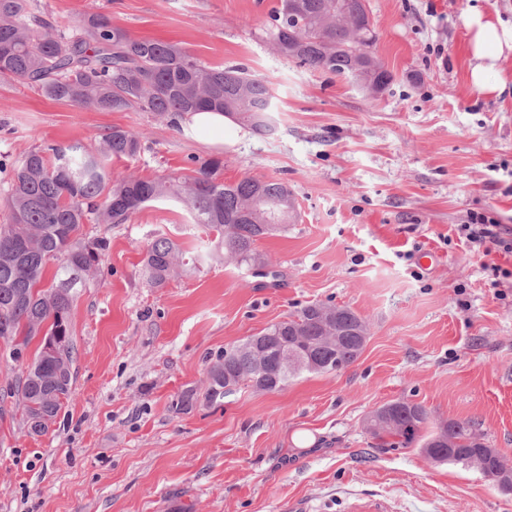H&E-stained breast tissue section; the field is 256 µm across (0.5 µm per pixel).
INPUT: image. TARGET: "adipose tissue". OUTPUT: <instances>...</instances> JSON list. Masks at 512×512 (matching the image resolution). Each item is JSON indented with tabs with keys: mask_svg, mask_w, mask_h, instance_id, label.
<instances>
[{
	"mask_svg": "<svg viewBox=\"0 0 512 512\" xmlns=\"http://www.w3.org/2000/svg\"><path fill=\"white\" fill-rule=\"evenodd\" d=\"M472 66L470 82L486 95L503 93L508 81L501 64L512 56V20L481 9L471 10L465 18ZM229 121L220 112H190L180 125L186 136L215 148L224 146V126Z\"/></svg>",
	"mask_w": 512,
	"mask_h": 512,
	"instance_id": "obj_1",
	"label": "adipose tissue"
}]
</instances>
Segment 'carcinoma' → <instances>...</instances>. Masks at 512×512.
<instances>
[{"mask_svg":"<svg viewBox=\"0 0 512 512\" xmlns=\"http://www.w3.org/2000/svg\"><path fill=\"white\" fill-rule=\"evenodd\" d=\"M264 34L307 68L351 78L360 74L382 92L393 81L375 59L376 33L366 0H280ZM0 76L31 85L52 101L99 112H150L174 127L182 114L207 110L241 120L262 135L277 127L265 79L244 67L207 66L178 43L135 37L101 12L85 13L79 28L70 30L35 11L31 0H0ZM141 149L139 134L115 126L97 153L44 141L17 160H0L11 213V222L0 225V339L12 361L25 363L6 396L8 411L20 413L31 435L46 434L73 395L74 288L96 274L110 247L104 236L78 237L81 225L125 224L159 199L185 204L197 223L217 233L218 245L186 259L172 238L153 240L143 273L160 288L179 268L189 272L221 259L249 270L264 267L257 242L297 217L295 198L284 183L250 176L226 184L220 179L223 163L215 158L183 178L112 179L107 161L132 159ZM52 264L53 284L43 289ZM363 332L366 321L350 308L310 302L225 350L209 367L205 398L218 402L241 384L274 392L304 372L342 371L360 356ZM36 338L38 348L28 360ZM48 339L55 348L46 347ZM284 353L303 359L286 375L277 370ZM8 411L0 408L1 415ZM428 420L422 405L400 398L371 411L365 425L391 450L418 443L437 464L486 462L488 482L512 492L501 482L503 456L471 422L450 420L424 435Z\"/></svg>","mask_w":512,"mask_h":512,"instance_id":"carcinoma-1","label":"carcinoma"}]
</instances>
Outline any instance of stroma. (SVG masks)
<instances>
[{
  "mask_svg": "<svg viewBox=\"0 0 512 512\" xmlns=\"http://www.w3.org/2000/svg\"><path fill=\"white\" fill-rule=\"evenodd\" d=\"M32 4L70 28L93 9L207 64L247 67L273 89L277 130L233 119L217 149L147 112L79 108L0 78V154L44 140L94 149L120 126L141 133L142 150L110 162L113 178L184 177L193 158H217L225 183L287 184L298 218L259 241L265 275L221 262L161 288L141 271L149 242L208 240L185 206L158 200L127 223L83 225L111 244L76 291L75 393L42 436L0 417V512H354L369 499L384 512H512V493L476 467L381 448L364 429L371 410L406 398L429 430L475 423L512 464V277L492 288L455 237L473 212L512 228V91L472 88L464 26L474 5L511 17L512 0H367L393 75L374 97L278 54L262 28L279 0ZM309 302L367 321L355 363L206 400L225 349ZM190 389L192 407L175 412Z\"/></svg>",
  "mask_w": 512,
  "mask_h": 512,
  "instance_id": "obj_1",
  "label": "stroma"
}]
</instances>
